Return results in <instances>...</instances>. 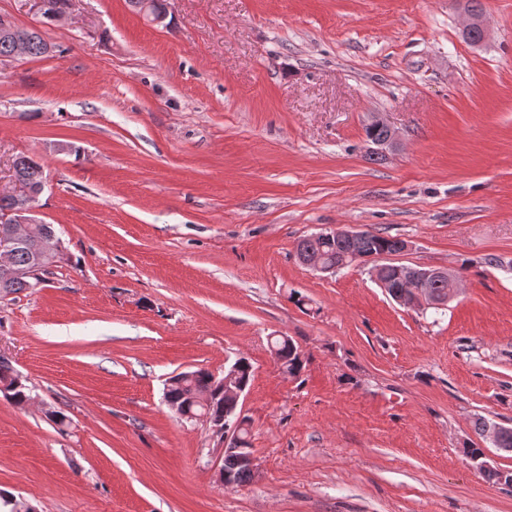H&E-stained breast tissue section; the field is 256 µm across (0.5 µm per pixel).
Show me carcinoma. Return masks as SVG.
<instances>
[{
  "label": "carcinoma",
  "instance_id": "obj_1",
  "mask_svg": "<svg viewBox=\"0 0 512 512\" xmlns=\"http://www.w3.org/2000/svg\"><path fill=\"white\" fill-rule=\"evenodd\" d=\"M18 37L27 41L26 56L28 57H42L50 51V44L42 33L36 30L20 27ZM16 38L0 35V56L14 52ZM13 176L21 184V188L33 192L45 178L44 164L35 156L19 154L13 160ZM400 250L401 239L382 236L370 230L355 237L344 234H338L332 238L310 235L300 239L296 247L297 253L303 257L310 252L318 253L324 257L325 261L342 262L346 267L354 262H366L374 254ZM13 260L16 265L31 270L32 276L26 280H15L0 286L1 297L26 292L46 282L52 270L65 262V253L60 248L53 255V260L41 265L36 262L29 247L24 245L14 251ZM417 270H419L417 266L403 264L377 266L378 278L388 284V295L394 300L404 298L403 282L408 275L416 273ZM269 343L277 350L281 370L292 377L299 376L304 368V360L293 340L287 336L277 335L272 337ZM0 392L18 405H23L30 399L27 380L14 369L11 360L2 356H0ZM203 393L214 395L212 404L207 408L197 402V396ZM165 399L169 407L180 418L187 421H194L206 414L212 420L225 416L228 421L236 423L240 443L236 444L238 450L224 455V468L235 485L252 479L250 472L239 462L240 456L252 452L250 418L241 415V409L224 402V395L220 394V387L214 381L212 373L197 369L177 374L170 379ZM0 512H34V509L25 499L1 494Z\"/></svg>",
  "mask_w": 512,
  "mask_h": 512
}]
</instances>
